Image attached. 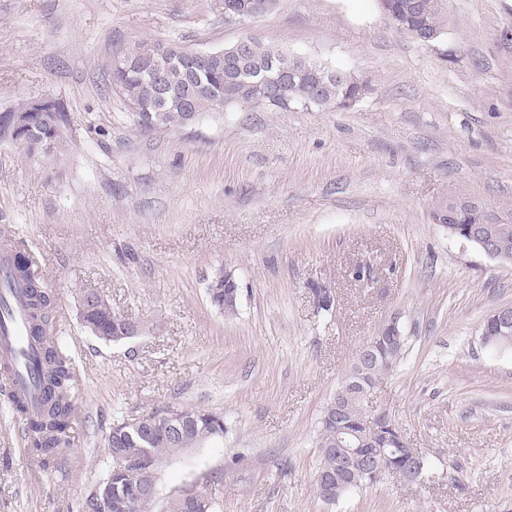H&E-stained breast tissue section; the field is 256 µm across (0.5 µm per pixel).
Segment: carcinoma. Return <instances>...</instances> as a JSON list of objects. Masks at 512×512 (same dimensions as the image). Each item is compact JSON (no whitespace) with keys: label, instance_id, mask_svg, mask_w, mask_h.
Listing matches in <instances>:
<instances>
[{"label":"carcinoma","instance_id":"obj_1","mask_svg":"<svg viewBox=\"0 0 512 512\" xmlns=\"http://www.w3.org/2000/svg\"><path fill=\"white\" fill-rule=\"evenodd\" d=\"M393 18L402 28V33L421 41L424 34L443 35L446 27L445 0H392ZM184 47L175 42L142 43L131 48L118 50L112 59V87L119 93L127 107H136L134 116L139 126L150 130H165L188 121L181 107L166 101L161 96L160 86L174 92L182 89L187 80L190 66L183 56ZM252 57L268 62L272 59L292 61L299 71L294 80L285 88L287 102L283 105L258 95V86L278 81L280 71L246 65L238 71L236 81L228 83L226 72L231 55L226 54L196 71L197 81L202 85L194 99V112L201 117L219 111V103H246L254 107L288 109L291 106L305 110H327L336 107L343 98H364L370 92L367 80L343 72L341 79L326 75L316 81L310 77L314 63L311 59L290 56L278 49L252 40ZM164 61L162 84L158 85L147 77V72L158 61ZM60 112L59 106L51 99L27 101L14 108L16 112H28L35 119L28 129L29 140L37 145L45 144L53 153L60 152L63 141L60 123L46 124L36 121L37 113ZM3 278L0 289L10 291L21 289L19 300L28 325L29 333L38 342L33 354L36 373V398L22 396L12 401L13 408L24 422L27 444L43 465L56 464L65 450L72 445L71 430L76 421L75 395L77 376L70 358L65 354L58 336L56 317V292L41 274L37 261L27 252L16 248L7 250V257L0 263ZM79 298L91 306L89 322L94 324L90 332L105 342H119L122 337L114 335L113 316L116 311L103 294L88 288L76 289ZM408 339L402 338L394 346L383 348V360L372 365L367 372V384L375 385L403 358ZM197 418V427L188 430L180 442H171L164 437V424H159L143 437L127 434L123 428L112 426L107 438V453L121 452L135 460L146 452L158 458L194 448L207 440L210 433L224 432V415L221 413L190 409ZM336 425L327 419L321 420L318 443L319 465L316 473L336 471Z\"/></svg>","mask_w":512,"mask_h":512}]
</instances>
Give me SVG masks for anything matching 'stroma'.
I'll use <instances>...</instances> for the list:
<instances>
[{"label": "stroma", "mask_w": 512, "mask_h": 512, "mask_svg": "<svg viewBox=\"0 0 512 512\" xmlns=\"http://www.w3.org/2000/svg\"><path fill=\"white\" fill-rule=\"evenodd\" d=\"M446 13L429 46L376 0H276L244 24L224 0H0V113L50 97L65 143L31 158L0 137V229L43 264L79 380L58 469L27 451L0 393V512H81L113 423L167 403L222 413L224 433L164 460L161 506L194 486L215 512H512V349L479 337L512 305V265L432 218L452 195L512 203V0H446ZM245 36L372 90L345 111L234 104L144 131L107 88L118 48ZM222 270L239 287L232 316L206 292ZM79 287L138 336H92ZM396 314L408 348L370 410L426 470L323 501L322 412Z\"/></svg>", "instance_id": "35a3bbf8"}]
</instances>
